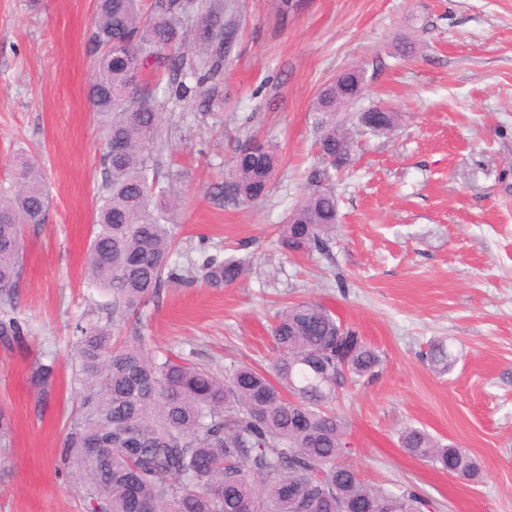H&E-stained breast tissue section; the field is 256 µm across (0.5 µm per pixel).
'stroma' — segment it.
<instances>
[{
    "instance_id": "obj_1",
    "label": "stroma",
    "mask_w": 512,
    "mask_h": 512,
    "mask_svg": "<svg viewBox=\"0 0 512 512\" xmlns=\"http://www.w3.org/2000/svg\"><path fill=\"white\" fill-rule=\"evenodd\" d=\"M234 31L224 53V105L170 109L166 149L182 171L175 215L180 268L139 314L116 318L90 287L104 125L89 104L96 0H0V189L18 163L40 171L45 223L26 225L23 272L0 319L22 336L0 339V512H89L62 460L74 388V327L109 325L144 337L156 355L183 354L223 374L230 363L266 369L276 357L275 315L312 300L383 356L378 375L346 385L336 411L353 466L368 485L408 491L423 512H512V0H223ZM411 43L410 53L396 51ZM363 74L357 103L399 115L393 131L357 135L344 176H333L339 231L329 253H288L279 233L313 186L320 136L314 104L342 70ZM276 145L278 167L257 203L212 199L239 143ZM234 257L233 284L201 279L208 257ZM457 356L433 371L431 344ZM53 364L49 391L31 380ZM408 427L466 450L478 481L404 451Z\"/></svg>"
}]
</instances>
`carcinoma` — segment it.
I'll use <instances>...</instances> for the list:
<instances>
[{"label":"carcinoma","mask_w":512,"mask_h":512,"mask_svg":"<svg viewBox=\"0 0 512 512\" xmlns=\"http://www.w3.org/2000/svg\"><path fill=\"white\" fill-rule=\"evenodd\" d=\"M185 0H97L92 42L96 75L88 89L93 110L106 119L105 137L121 152L102 155L95 232L85 258L89 281L112 295L113 306L136 314L167 279H181L172 256L179 187L161 175L159 147L173 102L202 100L209 112L224 101V40L217 21L204 25L205 48L192 58H163L190 44ZM348 100L329 80L315 111L323 115L318 141L320 184L336 169V152L351 138L336 121ZM276 149L238 148L233 170L215 196L255 202L270 190ZM48 196L38 169L25 164L14 189L0 191V296L13 299L22 274L23 225L45 223ZM338 204L327 188L311 191L280 232L289 251H324L336 232ZM203 278L214 287L235 282L244 265L212 257ZM78 412L65 455L81 474L90 512H420L412 493L367 485L343 462L347 427L336 413L345 384L372 379L379 352L344 327L324 305L285 307L272 329L277 357L271 372L224 367V377L183 357L160 360L142 344L120 341L93 322L75 326ZM427 357L440 373L455 357L437 343ZM402 447L432 466L466 478L479 475L461 448L427 431L407 428ZM297 488L299 499L282 495Z\"/></svg>","instance_id":"obj_1"}]
</instances>
